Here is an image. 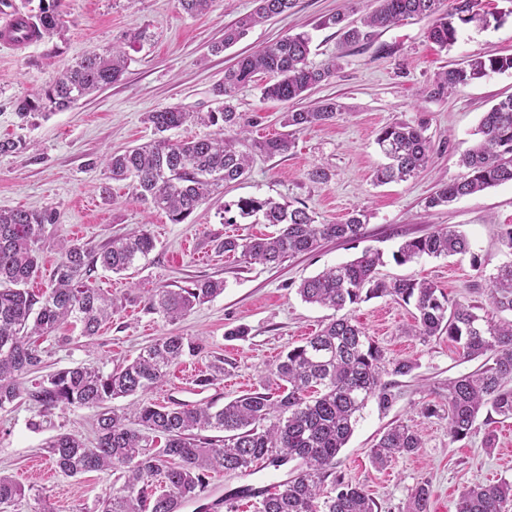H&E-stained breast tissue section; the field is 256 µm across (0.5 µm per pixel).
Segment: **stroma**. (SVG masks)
I'll return each instance as SVG.
<instances>
[{
    "label": "stroma",
    "mask_w": 512,
    "mask_h": 512,
    "mask_svg": "<svg viewBox=\"0 0 512 512\" xmlns=\"http://www.w3.org/2000/svg\"><path fill=\"white\" fill-rule=\"evenodd\" d=\"M64 40L31 43L19 49L0 46V138L20 136L33 150L0 156V207L55 208L56 224L41 241V271L28 287L41 293L65 249L75 241L99 247L112 237L144 226L155 240L146 260L127 274L98 268L91 286L120 296L157 288H178L188 281L223 279V294L194 308L176 323L130 304L93 339L70 336L65 345L47 341V371L87 365L111 372L135 358L160 336L173 333L195 338L202 346L194 357L171 367L165 381L145 398L159 405L224 403L262 388L269 369L288 349L313 336L333 317V310L311 305L297 293L299 283L326 268L346 263L373 249L383 255L379 273L386 278L412 277L436 282L450 299L477 305L485 319L504 314L490 300L488 277L506 255L501 230L512 225V184L505 183L461 198L447 207L426 209L425 200L442 184L460 178L461 154L471 148L484 112L512 95V71L492 73L459 91L430 100L421 93L436 74L474 56L512 54V16L485 29L461 27L456 42L440 48L428 36L427 20L408 19L375 31L368 42L344 43L336 28L321 27L324 16L337 12L356 20L374 7L373 0H295L288 14L253 27L237 44L214 56L210 45L223 38L226 26L252 12L255 0H214L202 15L186 14L178 0H64ZM144 28L149 38L129 49L128 67L120 81L78 101L72 108L50 112L24 123L14 101L47 87L63 64L86 51L111 50L130 30ZM308 33L310 60L319 65L337 60L328 80L313 88L308 102L325 98L339 105L336 116L295 134V146L284 155L254 154L247 179L226 184L181 224L161 211L145 208L133 196L130 181L112 180L105 155L149 142L154 133L146 113L176 105L194 112L216 107L214 86L240 56L281 37ZM266 73L241 88L233 104L251 118L250 137L264 140L283 133L287 104L264 98ZM394 123L420 126L431 141V161L405 182L377 184L374 174L384 164L376 137ZM321 167L325 181L310 180ZM271 198L305 205L318 222H344L353 210L366 214L361 236L353 241L328 240L313 252L277 265L247 264L239 256L218 252L225 237L249 238L272 233L269 224L242 220L223 223L225 202L242 197ZM448 226L470 241L468 253L422 257L396 264L392 254L407 239ZM346 315L362 326L393 359H410L417 367L399 378L401 396L386 411L369 405L345 448L338 469L374 499L377 512H405L414 489H430L429 512H456L460 493L475 484L512 483V419L479 415L476 430L451 441L446 416L427 417L421 409L443 404L450 378L478 369L481 359L464 358L447 338L422 341L408 335L413 306L387 298L346 307ZM244 326L243 339L227 338L229 329ZM223 363L220 381L200 388L196 380L214 363ZM34 411L24 399L0 409V472L12 475L26 496L9 512H98L100 496L113 478L102 472L69 477L53 471L44 452L60 433L93 441L94 409L76 408L32 429ZM404 422L420 434L417 452L379 468L370 450L381 433ZM494 449H486L487 434Z\"/></svg>",
    "instance_id": "stroma-1"
}]
</instances>
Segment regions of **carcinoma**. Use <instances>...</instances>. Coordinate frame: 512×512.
Returning a JSON list of instances; mask_svg holds the SVG:
<instances>
[{"mask_svg":"<svg viewBox=\"0 0 512 512\" xmlns=\"http://www.w3.org/2000/svg\"><path fill=\"white\" fill-rule=\"evenodd\" d=\"M64 0H38L27 11L30 32L16 42L61 38L65 32ZM251 14L224 29V38L210 47L218 55L234 45L257 23L287 13L294 0H257ZM378 6L361 24L345 22L339 13L321 21L337 27L347 44L370 39V30L387 28L408 18L430 21L429 37L442 48L457 40L459 25L485 29L512 15L487 12L481 0H376ZM310 38L301 32L240 58L224 72L214 88L218 106L208 112H188L167 106L145 116L156 138L113 153L106 167L115 181L132 179L137 201L165 212L171 223H183L226 182L246 178L252 153L282 155L294 147L293 132L255 141L251 151L239 149L247 140L250 121L231 101L240 87L258 72L271 76L263 88L267 99L289 103L304 98L313 86L328 79L336 61L309 62ZM128 62L127 52L87 51L58 72L47 87L16 104L26 119L39 112L63 111L82 98L118 82ZM512 70V55L476 56L439 72L427 99L458 91L489 73ZM333 99L283 113L285 128L323 124L336 116ZM186 126L215 128L203 137L173 139L166 132ZM479 142L461 156L467 173L442 185L426 199L433 209L506 182H512V96L484 113ZM388 163L376 173L380 184L406 181L423 170L432 151L420 126L395 123L376 138ZM27 140L0 139V156L26 152ZM262 216L276 227L264 237L249 240L228 237L218 245L226 254H238L249 264L274 265L289 256L317 249L325 240H354L361 235L365 214L355 210L340 224H319L307 207H293L271 199L241 198L224 204V223L236 217ZM58 223L52 207L40 210L0 209V409L23 397L46 421L57 411L73 407L97 409L96 435L87 443L61 433L46 452L60 472L75 477L89 471L109 472L120 483L100 500V512H178L188 501H199L217 470L245 474L264 463L279 468L290 461L298 468L272 487L259 501L258 512H374L375 502L357 484L336 471L338 455L369 404L387 410L400 397L398 383L384 375L408 376L415 369L409 359H390L363 327L346 315L334 317L316 335L288 350L270 369L279 394L249 391L224 404L160 406L136 400L118 412L117 398L133 397L161 384L170 368L199 350L188 336L167 335L143 348L127 364L105 374L92 366L64 368L42 377L30 387L21 379L44 368L46 350L39 339L71 322L81 336L92 338L101 325L120 314L130 298L112 297L88 284L91 271L101 267L114 274L138 266L155 248L145 230L111 239L99 249L75 242L57 263L50 286L40 294L27 288L40 268L39 243L49 224ZM470 251L466 235L447 226L402 242L393 259L398 264L424 255L448 257ZM382 254L366 250L347 263L303 280L297 293L306 303L340 311L374 298L413 305L416 314L408 335L426 342L447 335L465 357L485 358L472 373L448 379L447 418L451 438L461 440L476 430L480 411L487 407L512 418V319L491 323L475 306L452 301L435 283L411 278L387 280L379 276ZM492 303L512 312V259L489 277ZM224 291L221 279H198L177 289L157 288L141 299L143 310L175 322L196 306ZM207 431L224 433L210 437ZM422 447L417 430L404 422L391 424L371 450V461L386 467ZM26 496L12 476L0 474V507ZM430 491L423 484L410 496L407 512H428ZM512 500V483L481 485L463 490L456 512H503Z\"/></svg>","mask_w":512,"mask_h":512,"instance_id":"1","label":"carcinoma"}]
</instances>
